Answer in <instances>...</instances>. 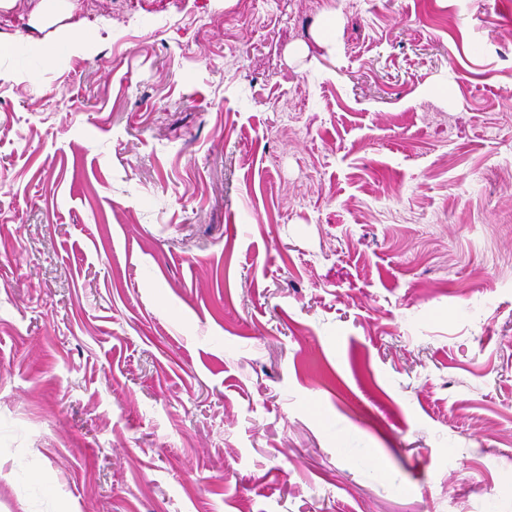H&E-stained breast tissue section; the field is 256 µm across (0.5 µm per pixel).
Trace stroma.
I'll return each mask as SVG.
<instances>
[{"instance_id":"obj_1","label":"stroma","mask_w":512,"mask_h":512,"mask_svg":"<svg viewBox=\"0 0 512 512\" xmlns=\"http://www.w3.org/2000/svg\"><path fill=\"white\" fill-rule=\"evenodd\" d=\"M0 44V512H512V0Z\"/></svg>"}]
</instances>
